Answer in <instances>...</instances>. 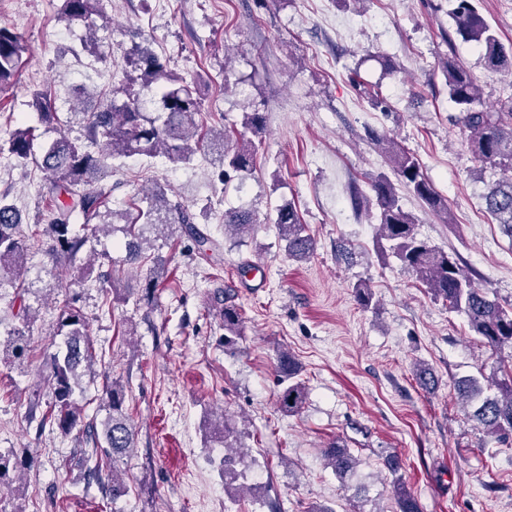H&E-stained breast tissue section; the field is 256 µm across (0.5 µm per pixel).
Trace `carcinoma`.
Returning a JSON list of instances; mask_svg holds the SVG:
<instances>
[{
  "label": "carcinoma",
  "mask_w": 512,
  "mask_h": 512,
  "mask_svg": "<svg viewBox=\"0 0 512 512\" xmlns=\"http://www.w3.org/2000/svg\"><path fill=\"white\" fill-rule=\"evenodd\" d=\"M454 33L464 42H473L479 48L484 65L496 73L512 72V51L506 49L497 31L475 5V0H455L450 11ZM103 18L101 0H61L59 19L71 24L83 23L94 36L108 29L97 24ZM27 50L23 36L0 26V90L18 81L23 55ZM130 67L128 85L112 91L110 103L89 115L86 143L70 140L61 131L58 113L52 111L44 90L32 91L36 124L21 120L10 131L7 151L15 165L25 168L33 164L43 173L44 188L56 202L57 216L53 223L25 232L22 219L14 205L0 196V287L4 279L17 280L26 272L29 241L46 238L47 254L52 263L74 265L81 261L80 253L88 242V235L72 230L74 216L82 217L83 227L91 232L110 227L121 231L127 241L128 261L146 262L142 242L144 233H159L179 225L181 235L193 242L197 253H206L219 243L198 224L189 207L167 197L159 189L147 198L146 206L137 210L136 217L115 226L117 214L107 206L108 191L99 185V177L107 167V160L117 157L162 154L175 163H189L202 147L222 163L218 179L229 183L252 174L256 141L265 130L263 113L243 114L241 128H223L216 134L202 132V96L195 80L188 81L168 70L160 59L138 47L125 57ZM443 74L449 100L460 112V120L469 132V145L475 158L502 176L489 185L484 195L487 211L512 237V104L505 112H495L483 106L482 92L469 72L452 60H444ZM371 140L388 157L396 181L420 200L443 223H452L448 202L434 188L424 174L414 153L398 145L394 139L371 132ZM394 181V182H396ZM394 182L384 174L371 179L378 208V239L381 253L389 252L419 282L424 284L434 299L465 316L470 330L494 352L505 345L512 346V304L506 305L489 298L477 287L460 259L451 253L421 239L416 233L417 220L402 204ZM257 224L256 214L239 209L224 213V228L244 233ZM279 236L285 242L288 257L306 260L314 252V239L302 224L296 208L290 204L276 208ZM22 290L19 295L17 318L19 325L7 339L0 342L4 359L19 365L29 355L30 323L35 314ZM77 295L66 294L60 305L55 335L63 337V347L47 365L43 382L50 400L46 409L39 411L41 401L33 399L28 417L38 419L40 428H56L67 434L84 419L82 408L73 400L85 373L98 363L97 354L89 340L87 322L77 306ZM224 323V348L233 349L243 336V317L239 306L224 302L221 311ZM276 370L283 388L277 397L278 410L293 415L307 397L305 382L299 378L300 368L293 356L281 352ZM502 375L488 377L486 385L476 378H467L456 384L462 404L469 416L490 435L504 442L512 441V367H500ZM126 386L114 380L107 390L109 416L97 429L94 421L85 423L86 448L81 463L87 476L98 482L103 477L112 479V501L125 495L127 487L120 481L119 472L125 458L136 447L135 430L126 412ZM325 463L341 478L355 475L360 460L347 444L336 438L322 449ZM384 464L392 474L393 512H422L421 504L402 476L401 459L389 453Z\"/></svg>",
  "instance_id": "obj_1"
}]
</instances>
